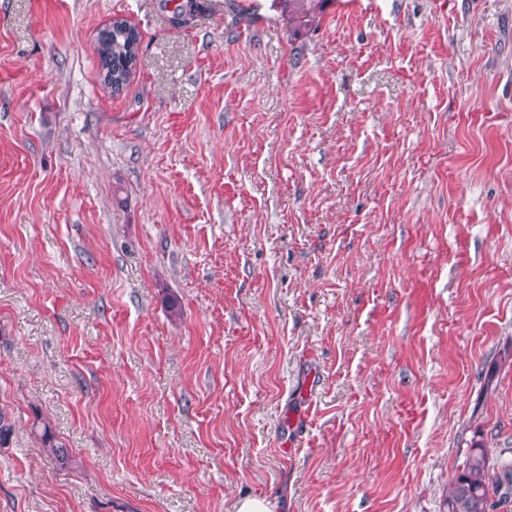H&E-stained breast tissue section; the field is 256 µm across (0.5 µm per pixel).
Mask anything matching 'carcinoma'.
<instances>
[{
	"label": "carcinoma",
	"mask_w": 512,
	"mask_h": 512,
	"mask_svg": "<svg viewBox=\"0 0 512 512\" xmlns=\"http://www.w3.org/2000/svg\"><path fill=\"white\" fill-rule=\"evenodd\" d=\"M288 19L296 28H306L315 9L323 8L327 0H279ZM140 44L138 30L127 20L115 18L112 28L98 37L100 75L105 87L121 90L136 65ZM39 438L46 456L65 468L70 461V448L59 439L50 422L38 425ZM512 502V463L489 454L483 443L476 441L468 448L459 471L448 488L445 500L447 512H494Z\"/></svg>",
	"instance_id": "carcinoma-1"
}]
</instances>
